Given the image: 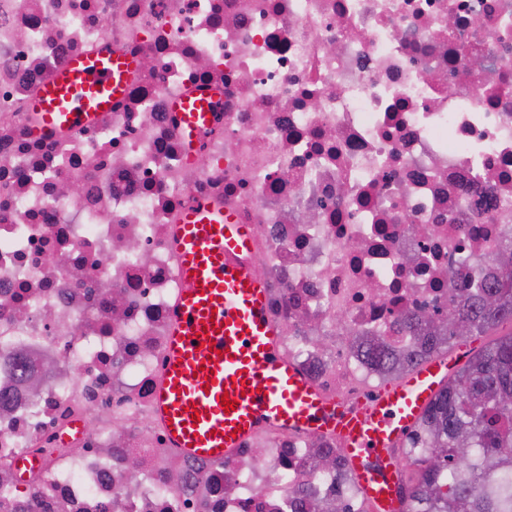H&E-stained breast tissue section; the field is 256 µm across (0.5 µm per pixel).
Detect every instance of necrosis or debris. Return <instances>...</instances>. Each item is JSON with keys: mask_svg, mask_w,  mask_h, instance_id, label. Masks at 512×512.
Returning a JSON list of instances; mask_svg holds the SVG:
<instances>
[{"mask_svg": "<svg viewBox=\"0 0 512 512\" xmlns=\"http://www.w3.org/2000/svg\"><path fill=\"white\" fill-rule=\"evenodd\" d=\"M101 51L153 71L35 136L41 86ZM201 89L191 159L171 103ZM197 200L253 226L282 357L373 400L358 342L411 346L406 318L512 244V0H0V512H286L304 485L364 512L317 465L333 434L170 447L153 397Z\"/></svg>", "mask_w": 512, "mask_h": 512, "instance_id": "1", "label": "necrosis or debris"}]
</instances>
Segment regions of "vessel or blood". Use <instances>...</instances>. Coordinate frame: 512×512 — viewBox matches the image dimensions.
<instances>
[{
	"label": "vessel or blood",
	"instance_id": "vessel-or-blood-1",
	"mask_svg": "<svg viewBox=\"0 0 512 512\" xmlns=\"http://www.w3.org/2000/svg\"><path fill=\"white\" fill-rule=\"evenodd\" d=\"M138 68L129 54L67 60L31 102L36 133L78 128L110 111ZM212 97L206 91L176 106L179 132L191 146H199L210 127ZM252 239L251 225L203 200L189 206L176 229L178 311L156 390V413L172 446L220 461L262 425L332 431L378 512H401L394 448L446 380L452 361H425L369 404L348 408L325 399L275 349L265 283L247 263Z\"/></svg>",
	"mask_w": 512,
	"mask_h": 512
}]
</instances>
